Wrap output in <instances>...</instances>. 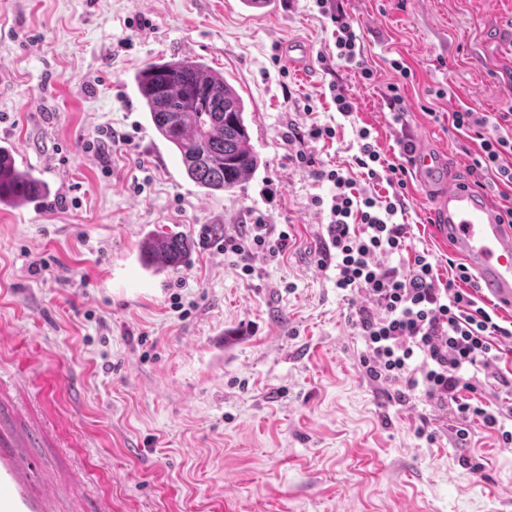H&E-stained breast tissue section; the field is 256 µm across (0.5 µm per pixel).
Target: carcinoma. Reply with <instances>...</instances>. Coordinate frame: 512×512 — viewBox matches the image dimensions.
<instances>
[{"label": "carcinoma", "mask_w": 512, "mask_h": 512, "mask_svg": "<svg viewBox=\"0 0 512 512\" xmlns=\"http://www.w3.org/2000/svg\"><path fill=\"white\" fill-rule=\"evenodd\" d=\"M155 131L179 154L184 171L209 192L232 190L252 176L261 161L250 143L242 97L205 63L171 58L147 65L134 76ZM49 194L47 184L15 164L0 147V205L12 207ZM187 239L177 233L149 234L141 245L144 266L155 273L185 260Z\"/></svg>", "instance_id": "cac0c4a2"}]
</instances>
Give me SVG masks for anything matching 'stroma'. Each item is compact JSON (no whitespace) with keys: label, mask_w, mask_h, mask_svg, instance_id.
I'll return each instance as SVG.
<instances>
[{"label":"stroma","mask_w":512,"mask_h":512,"mask_svg":"<svg viewBox=\"0 0 512 512\" xmlns=\"http://www.w3.org/2000/svg\"><path fill=\"white\" fill-rule=\"evenodd\" d=\"M337 3L371 80L337 60L315 0H0V147L51 189L0 209V421L37 431L43 479L81 512H512V447L482 428L460 443L423 396L366 376L348 320L366 298L318 263L327 215L311 198L331 187L295 160L348 165L363 127L393 160L404 129L474 184L478 142L451 114L512 113V0ZM289 40L309 47L307 74L281 61ZM172 57L203 60L245 103L262 164L234 190L192 182L140 106L136 72ZM105 127L126 140L103 160L87 145ZM405 206L412 248L449 256L412 175ZM258 216L291 242L245 277L214 242ZM150 232L187 237L185 263L145 269Z\"/></svg>","instance_id":"1"}]
</instances>
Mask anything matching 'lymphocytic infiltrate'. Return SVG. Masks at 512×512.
<instances>
[{
  "instance_id": "lymphocytic-infiltrate-1",
  "label": "lymphocytic infiltrate",
  "mask_w": 512,
  "mask_h": 512,
  "mask_svg": "<svg viewBox=\"0 0 512 512\" xmlns=\"http://www.w3.org/2000/svg\"><path fill=\"white\" fill-rule=\"evenodd\" d=\"M316 4L336 25L337 59L371 78L352 19L340 10L329 13L328 0ZM511 117L505 112L480 116L469 108L452 114L453 127L474 132L479 142L472 170L506 186L512 185V134L504 123ZM358 137L352 169H314L315 182L330 184L334 193L328 200L313 196L312 202L328 208L320 266L334 269L338 290H357L369 300L351 318L363 344L361 365L372 381L396 386L398 397L416 392L451 412L457 439L467 440L481 427L511 446L512 378L501 377L504 392L497 403L475 402L471 396L478 390L479 373L501 361L500 342L512 339V320L484 303L464 264L455 266L453 277L441 279L439 259L413 249L411 225L396 222L405 208V162L414 150L412 139L399 138L396 164L382 157L368 129H360ZM361 179L368 189H358ZM289 239L288 231H275L259 218L247 234L223 237L217 246L237 257H275L286 251ZM392 256L398 264H389Z\"/></svg>"
}]
</instances>
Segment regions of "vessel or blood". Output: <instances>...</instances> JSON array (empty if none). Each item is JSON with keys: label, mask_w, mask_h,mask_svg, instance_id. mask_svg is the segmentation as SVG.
<instances>
[{"label": "vessel or blood", "mask_w": 512, "mask_h": 512, "mask_svg": "<svg viewBox=\"0 0 512 512\" xmlns=\"http://www.w3.org/2000/svg\"><path fill=\"white\" fill-rule=\"evenodd\" d=\"M413 168L435 189L440 237L476 272L487 296L512 306V227L500 222L496 203L451 180L443 155L427 144H417ZM36 442V434L0 425V512H76L75 502L61 504L54 488L37 482L36 462L27 453Z\"/></svg>", "instance_id": "b4317fda"}]
</instances>
